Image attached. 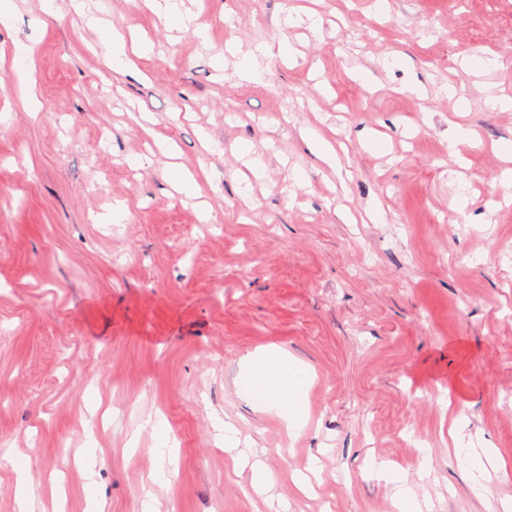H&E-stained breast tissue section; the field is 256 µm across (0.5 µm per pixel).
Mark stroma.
Listing matches in <instances>:
<instances>
[{"label": "stroma", "instance_id": "35a3bbf8", "mask_svg": "<svg viewBox=\"0 0 512 512\" xmlns=\"http://www.w3.org/2000/svg\"><path fill=\"white\" fill-rule=\"evenodd\" d=\"M375 2L176 0L203 40L143 0L80 14L57 0L38 24L40 0H14L0 24V512H17V459L36 512H87L92 493L106 512L149 498L156 512H396L374 457L407 470L424 512L512 499V112L488 103L512 98V0ZM89 14L153 44L139 75L114 69ZM20 42L34 112L13 76ZM259 42L260 75L241 79ZM307 127L343 145L341 169ZM150 128L174 155L131 169ZM173 162L198 197L173 194ZM263 348L310 374L295 438L237 390ZM155 421L177 459L158 458ZM225 423L267 492L225 452ZM458 442L491 460L483 494ZM314 460L306 497L292 477Z\"/></svg>", "mask_w": 512, "mask_h": 512}]
</instances>
